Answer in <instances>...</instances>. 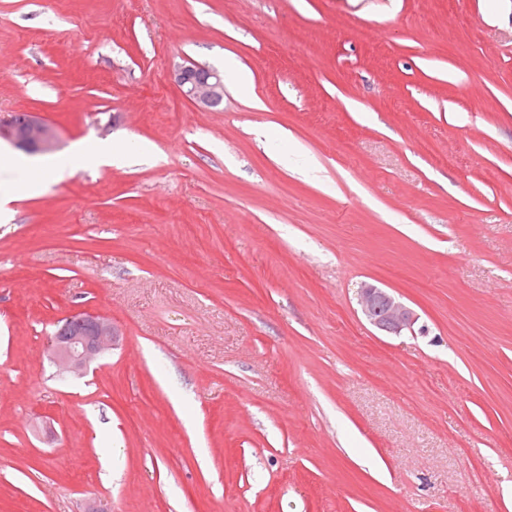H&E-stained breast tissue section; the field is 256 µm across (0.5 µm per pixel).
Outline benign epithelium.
Listing matches in <instances>:
<instances>
[{
    "mask_svg": "<svg viewBox=\"0 0 512 512\" xmlns=\"http://www.w3.org/2000/svg\"><path fill=\"white\" fill-rule=\"evenodd\" d=\"M182 94L199 106L212 108L224 99V77L215 69L191 64L179 65L173 72ZM7 139L22 148L51 150L58 144L54 126L35 113L26 112L0 119V140ZM359 305L365 318L391 335L414 331L418 321L412 309L394 295L373 284L361 288ZM65 330L51 339V360L59 371L73 376L87 374L91 363L112 349L115 332L108 319L86 312L65 318Z\"/></svg>",
    "mask_w": 512,
    "mask_h": 512,
    "instance_id": "1",
    "label": "benign epithelium"
}]
</instances>
